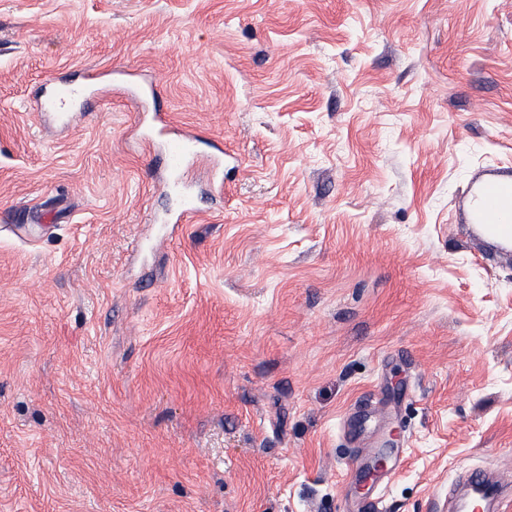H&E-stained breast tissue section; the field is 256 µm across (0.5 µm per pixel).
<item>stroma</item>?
<instances>
[{"mask_svg": "<svg viewBox=\"0 0 512 512\" xmlns=\"http://www.w3.org/2000/svg\"><path fill=\"white\" fill-rule=\"evenodd\" d=\"M102 72L67 130L32 107ZM223 143L176 208L137 110ZM512 0H0V512H386L512 471ZM478 197L484 201L483 212L479 219L474 213V199ZM473 205L471 207V219L474 224H488L487 230L493 236L504 242H512V224H490L495 217L492 202L497 199L509 201L512 198V177L486 179L474 190ZM385 464V460L381 456H377L371 466L369 474L376 473ZM398 464L397 451L392 453L386 459L385 467L379 473L377 479H375L365 490L362 491L363 505L362 510H368L370 512L382 511V502L387 489L388 474Z\"/></svg>", "mask_w": 512, "mask_h": 512, "instance_id": "1", "label": "stroma"}]
</instances>
